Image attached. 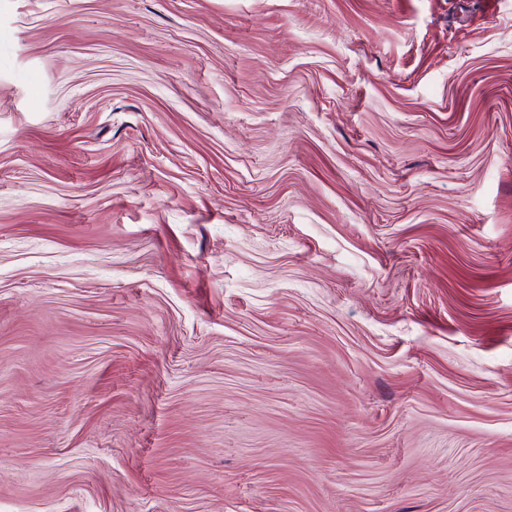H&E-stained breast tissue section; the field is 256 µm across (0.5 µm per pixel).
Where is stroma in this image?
I'll use <instances>...</instances> for the list:
<instances>
[{
    "mask_svg": "<svg viewBox=\"0 0 512 512\" xmlns=\"http://www.w3.org/2000/svg\"><path fill=\"white\" fill-rule=\"evenodd\" d=\"M0 512H512V0H0Z\"/></svg>",
    "mask_w": 512,
    "mask_h": 512,
    "instance_id": "1",
    "label": "stroma"
}]
</instances>
